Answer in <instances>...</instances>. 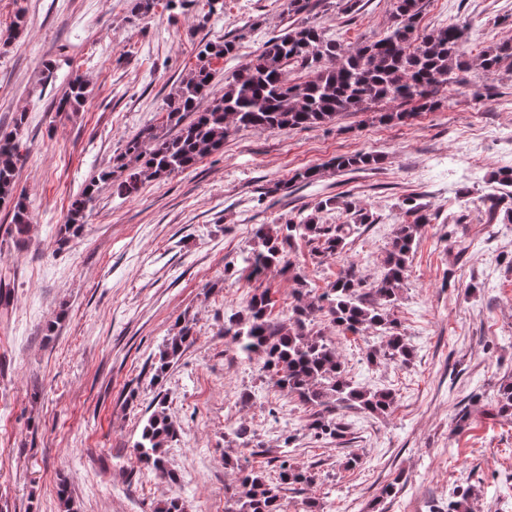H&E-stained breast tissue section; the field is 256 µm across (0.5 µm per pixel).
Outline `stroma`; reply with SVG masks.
Returning <instances> with one entry per match:
<instances>
[{"label": "stroma", "instance_id": "35a3bbf8", "mask_svg": "<svg viewBox=\"0 0 512 512\" xmlns=\"http://www.w3.org/2000/svg\"><path fill=\"white\" fill-rule=\"evenodd\" d=\"M282 2L224 0L223 14L202 25L193 11L135 18L132 0H0V133L26 113L17 190L33 221L18 247L0 210V291L10 296L0 315V512H59L62 482L78 512H153L174 494L188 512H224V488L237 479L227 458L274 476L288 432L292 457L317 480L284 491V512H306L311 498L320 512H446L453 489L466 485L469 512H512V419L487 413L499 385L512 381V224L488 223L485 213L496 192L490 174L512 166V147L489 136L469 168L452 160L462 136L512 127L511 69L471 67L438 109L404 124L345 112L306 129L231 132L223 152L146 183L136 198L103 189L79 234L59 240L70 196L126 140L160 124L200 43L243 37L236 58L212 64V91L223 93L224 73L289 26ZM390 3L360 0L352 14L322 0L311 19L351 49L387 33ZM452 17L474 21L470 58L512 37V0H424L418 31ZM77 75L88 84L86 103L56 113L53 99ZM355 153L383 161L352 171L331 163ZM310 167L319 171L314 182L295 180ZM328 195L358 200L375 221L335 258L317 261L295 244L290 258L318 293L351 265L365 281L380 277L394 230L407 220L406 198L434 215L417 234L394 310L410 364L373 366L362 338L316 322L353 381L395 393L387 415L345 411L350 428L334 442L315 437L297 397L269 384L260 361L240 359L224 335L225 311L258 288L271 291L272 319H287L288 277L274 270L254 282L235 265L256 225L310 211ZM186 320L195 342L155 378L153 363ZM159 397L179 430L167 452L175 484L133 451ZM240 425L264 443L263 454L227 442ZM353 454L358 465L345 468ZM390 483L396 493L383 497Z\"/></svg>", "mask_w": 512, "mask_h": 512}]
</instances>
